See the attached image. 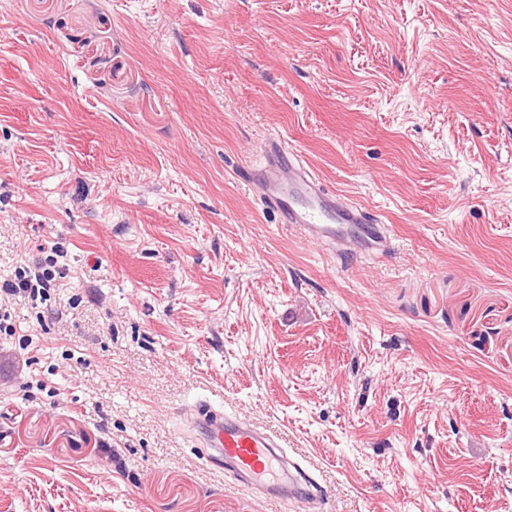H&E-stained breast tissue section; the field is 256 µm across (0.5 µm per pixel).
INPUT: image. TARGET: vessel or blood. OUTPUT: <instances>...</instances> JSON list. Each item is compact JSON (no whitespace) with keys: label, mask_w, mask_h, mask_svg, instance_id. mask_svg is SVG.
Wrapping results in <instances>:
<instances>
[{"label":"vessel or blood","mask_w":512,"mask_h":512,"mask_svg":"<svg viewBox=\"0 0 512 512\" xmlns=\"http://www.w3.org/2000/svg\"><path fill=\"white\" fill-rule=\"evenodd\" d=\"M268 155L262 172V201L281 223L299 230L314 243L340 250L358 245L362 256L386 252L390 235L378 215L326 190L307 170L298 155L278 142L264 147ZM190 431L199 447L213 450L239 481L255 494L298 504L309 512L318 500V487L300 460L290 458L284 440L236 414L197 401Z\"/></svg>","instance_id":"obj_1"}]
</instances>
